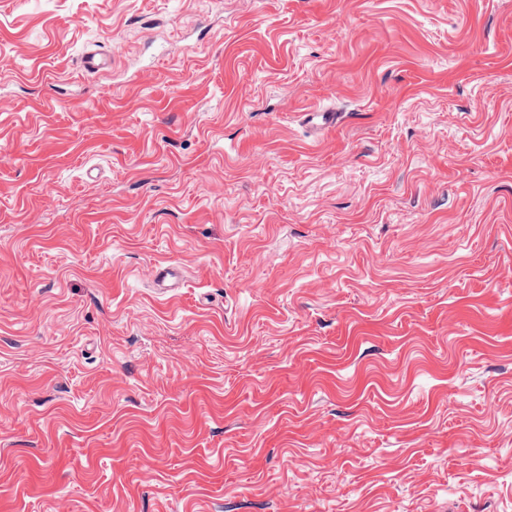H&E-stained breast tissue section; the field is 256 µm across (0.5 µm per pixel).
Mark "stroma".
Instances as JSON below:
<instances>
[{
	"mask_svg": "<svg viewBox=\"0 0 512 512\" xmlns=\"http://www.w3.org/2000/svg\"><path fill=\"white\" fill-rule=\"evenodd\" d=\"M0 512H512V0H0Z\"/></svg>",
	"mask_w": 512,
	"mask_h": 512,
	"instance_id": "stroma-1",
	"label": "stroma"
}]
</instances>
